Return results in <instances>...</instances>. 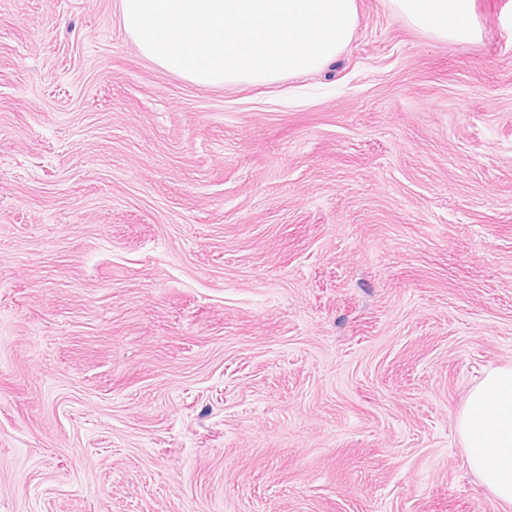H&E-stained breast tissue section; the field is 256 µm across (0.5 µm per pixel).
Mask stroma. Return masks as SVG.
<instances>
[{"label":"stroma","instance_id":"1","mask_svg":"<svg viewBox=\"0 0 512 512\" xmlns=\"http://www.w3.org/2000/svg\"><path fill=\"white\" fill-rule=\"evenodd\" d=\"M200 86L119 0H0V512H503L456 420L512 363V0H356ZM413 27L442 41L467 42L475 36L474 0H390Z\"/></svg>","mask_w":512,"mask_h":512}]
</instances>
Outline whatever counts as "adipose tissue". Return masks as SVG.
<instances>
[{
  "instance_id": "obj_1",
  "label": "adipose tissue",
  "mask_w": 512,
  "mask_h": 512,
  "mask_svg": "<svg viewBox=\"0 0 512 512\" xmlns=\"http://www.w3.org/2000/svg\"><path fill=\"white\" fill-rule=\"evenodd\" d=\"M396 13L436 39H473L474 0H391ZM468 466L502 505L512 507V364L471 388L457 420Z\"/></svg>"
}]
</instances>
